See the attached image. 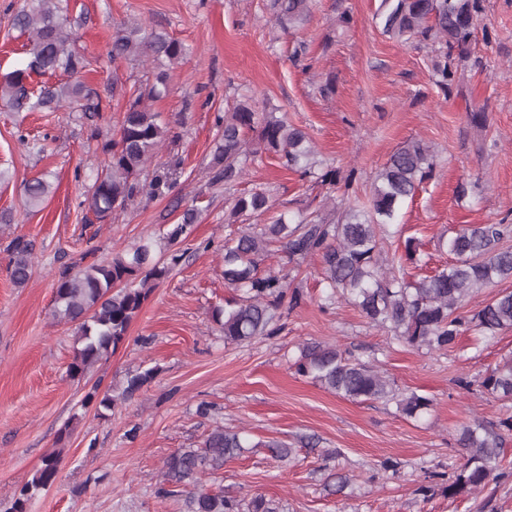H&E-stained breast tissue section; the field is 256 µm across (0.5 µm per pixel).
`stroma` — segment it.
<instances>
[{"mask_svg":"<svg viewBox=\"0 0 512 512\" xmlns=\"http://www.w3.org/2000/svg\"><path fill=\"white\" fill-rule=\"evenodd\" d=\"M24 0H0V74L24 67L29 41L13 26ZM270 0H70L76 48L92 65L84 79L103 112H14L0 105V512L49 455L59 473L28 512H185L182 498L159 494L164 460L193 448L213 428L241 431L251 448L225 461L214 486L233 498L262 495L283 512H512V482L457 498L419 492L423 471L453 475L464 462L456 431L466 424L499 426L508 412L481 386L512 358V329L476 341L463 332L454 348L427 351L372 326L344 299L322 308L321 263L287 252L268 260L299 290L298 305H281L275 334L225 343L212 320L224 286L222 245L239 232L227 223L231 191L209 181L218 116L252 100L257 111L286 115L311 138L317 158L336 172L335 185L283 168L275 156H248L238 191L266 192L274 211L329 220L349 197L367 201L375 172L405 142L432 147L437 164L402 206L400 238L412 246V277L449 262L439 249L449 227L512 224V0H484L474 20L470 55L450 92L434 83L425 44L384 35L380 0H313L307 23L284 31ZM167 32L189 49L171 72L169 91L153 102L169 134L156 163L181 158L164 196L139 197L106 223L79 208L104 164L102 146L118 136L128 97L145 84L143 61L112 62L108 51L122 23ZM483 112L474 123L470 113ZM44 139V151L21 138ZM48 174L49 195L28 208L25 180ZM200 216L174 245L162 238L185 209ZM34 243L32 274L10 279L7 245ZM161 242V258L179 253L114 352L71 376L74 325L53 317L63 267L108 261L141 241ZM336 345L378 361L393 388L431 397L414 420L395 401H355L297 373L304 343ZM156 375L108 417L83 399L93 385L121 392L131 374ZM208 406V415L198 412ZM294 450L274 458L264 441Z\"/></svg>","mask_w":512,"mask_h":512,"instance_id":"obj_1","label":"stroma"}]
</instances>
